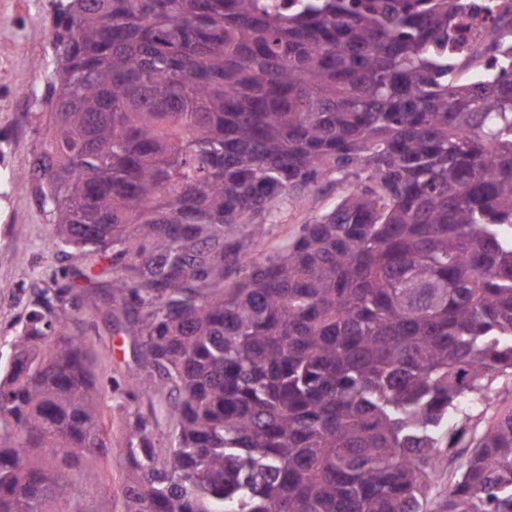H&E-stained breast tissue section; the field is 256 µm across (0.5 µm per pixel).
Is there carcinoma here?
Here are the masks:
<instances>
[{
	"label": "carcinoma",
	"mask_w": 512,
	"mask_h": 512,
	"mask_svg": "<svg viewBox=\"0 0 512 512\" xmlns=\"http://www.w3.org/2000/svg\"><path fill=\"white\" fill-rule=\"evenodd\" d=\"M466 8L58 4L33 173L132 340L121 512H429L466 403L512 380V20L450 63ZM328 175L347 193L254 255ZM83 297L40 294L0 367V512H91ZM436 512H512L511 410Z\"/></svg>",
	"instance_id": "carcinoma-1"
}]
</instances>
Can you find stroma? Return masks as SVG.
<instances>
[{
	"label": "stroma",
	"instance_id": "1",
	"mask_svg": "<svg viewBox=\"0 0 512 512\" xmlns=\"http://www.w3.org/2000/svg\"><path fill=\"white\" fill-rule=\"evenodd\" d=\"M57 0H0V351L8 350L31 309L34 294L62 282L75 259L52 249L56 232L44 213L29 169L45 144V98L54 64L51 32ZM345 184L324 179L317 191L284 205L256 255L293 239L301 225L332 207ZM106 300L88 296L80 319L92 343L94 371L112 393V456L83 464L76 477L93 512H120L126 469L122 449L128 422L140 405L127 386L130 342L109 321Z\"/></svg>",
	"mask_w": 512,
	"mask_h": 512
}]
</instances>
